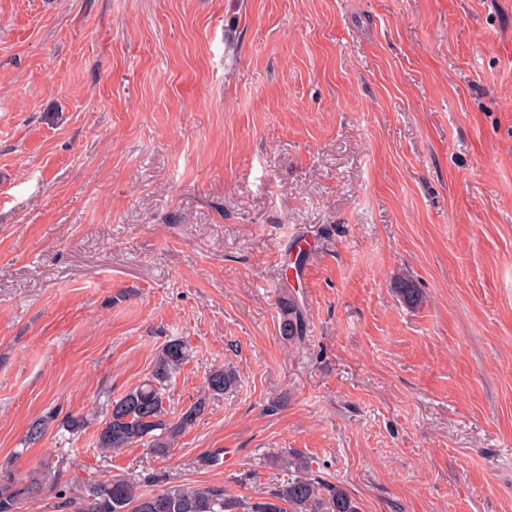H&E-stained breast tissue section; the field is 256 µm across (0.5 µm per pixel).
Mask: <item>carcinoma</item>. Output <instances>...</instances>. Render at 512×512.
Here are the masks:
<instances>
[{
  "label": "carcinoma",
  "mask_w": 512,
  "mask_h": 512,
  "mask_svg": "<svg viewBox=\"0 0 512 512\" xmlns=\"http://www.w3.org/2000/svg\"><path fill=\"white\" fill-rule=\"evenodd\" d=\"M395 292L411 307L421 303V291L410 278L400 279ZM279 321L285 340H306V310L295 299L281 301ZM189 357L185 341L166 343L158 350L153 369L142 382L102 411L67 416L62 426L78 434L91 424H98L95 447L102 454L143 442L155 454L167 455L195 425L206 400L223 396L237 382L234 373L215 368L206 377L205 396L178 416H168L164 407L167 387ZM54 422L53 415L34 420L27 430L28 442L40 440ZM280 463L288 469V479L252 501L226 494L222 485L172 484L154 493L139 494L130 482L113 479L85 484L81 496L64 500L61 507L65 512H358L345 487L314 475L305 458L295 454ZM62 476V471L48 466L20 477L13 469L12 459L4 460L0 464V512H21L25 502L55 488Z\"/></svg>",
  "instance_id": "1"
}]
</instances>
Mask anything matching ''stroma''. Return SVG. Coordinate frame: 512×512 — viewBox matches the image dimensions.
I'll return each mask as SVG.
<instances>
[{
	"instance_id": "1",
	"label": "stroma",
	"mask_w": 512,
	"mask_h": 512,
	"mask_svg": "<svg viewBox=\"0 0 512 512\" xmlns=\"http://www.w3.org/2000/svg\"><path fill=\"white\" fill-rule=\"evenodd\" d=\"M175 339L169 415L237 383L169 456L26 443ZM288 451L359 512H512V0H0V461L71 477L21 512ZM282 335L291 343H301L307 337V315L303 305L295 299L283 298L279 308Z\"/></svg>"
}]
</instances>
